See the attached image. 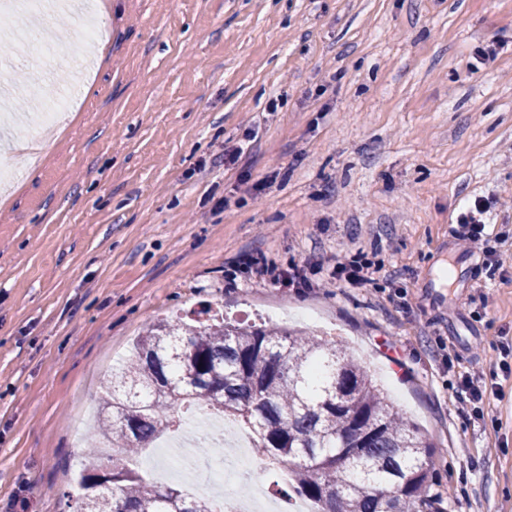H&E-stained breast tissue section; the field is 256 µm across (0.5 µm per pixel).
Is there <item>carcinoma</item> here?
Returning <instances> with one entry per match:
<instances>
[{
	"instance_id": "obj_1",
	"label": "carcinoma",
	"mask_w": 512,
	"mask_h": 512,
	"mask_svg": "<svg viewBox=\"0 0 512 512\" xmlns=\"http://www.w3.org/2000/svg\"><path fill=\"white\" fill-rule=\"evenodd\" d=\"M185 408L249 428L260 459L287 464L288 489L315 512H444L429 493L432 444L340 341L215 317L149 326L111 375L77 512H177L182 500L215 512L102 452L138 455Z\"/></svg>"
}]
</instances>
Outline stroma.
<instances>
[{
	"mask_svg": "<svg viewBox=\"0 0 512 512\" xmlns=\"http://www.w3.org/2000/svg\"><path fill=\"white\" fill-rule=\"evenodd\" d=\"M96 2L46 19L68 31L39 91L30 49L0 45V512H71L105 376L204 302L319 320L434 444L446 512H512V267L449 232L496 199L512 257V0ZM344 250L385 276L300 293L228 273L248 252L324 278ZM464 372L498 388L483 416L455 400Z\"/></svg>",
	"mask_w": 512,
	"mask_h": 512,
	"instance_id": "1",
	"label": "stroma"
}]
</instances>
